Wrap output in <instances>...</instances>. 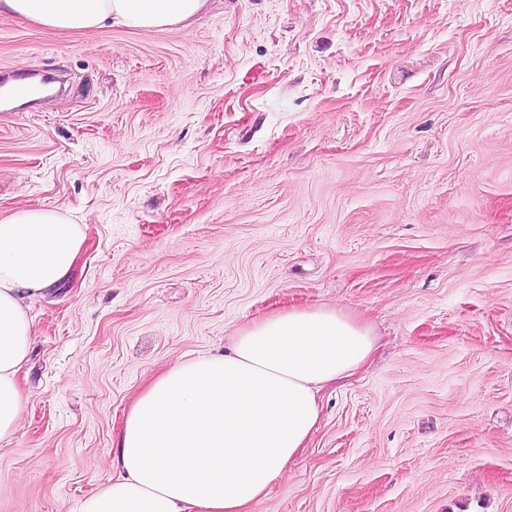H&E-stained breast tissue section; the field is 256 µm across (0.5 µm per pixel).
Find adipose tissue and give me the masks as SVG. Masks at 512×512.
Here are the masks:
<instances>
[{
	"mask_svg": "<svg viewBox=\"0 0 512 512\" xmlns=\"http://www.w3.org/2000/svg\"><path fill=\"white\" fill-rule=\"evenodd\" d=\"M207 0H0V16L56 32L112 23L162 30ZM84 243L62 206L0 218V442L25 409L20 373L33 342L32 302L71 272ZM376 348L369 329L332 307H291L253 321L228 352L177 362L124 416L113 474L75 512H250L317 430V394Z\"/></svg>",
	"mask_w": 512,
	"mask_h": 512,
	"instance_id": "adipose-tissue-1",
	"label": "adipose tissue"
}]
</instances>
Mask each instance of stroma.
<instances>
[{
	"label": "stroma",
	"mask_w": 512,
	"mask_h": 512,
	"mask_svg": "<svg viewBox=\"0 0 512 512\" xmlns=\"http://www.w3.org/2000/svg\"><path fill=\"white\" fill-rule=\"evenodd\" d=\"M0 216L62 205L0 512H74L123 416L256 319L378 348L253 512H512V0H210L163 30L0 16Z\"/></svg>",
	"instance_id": "obj_1"
}]
</instances>
